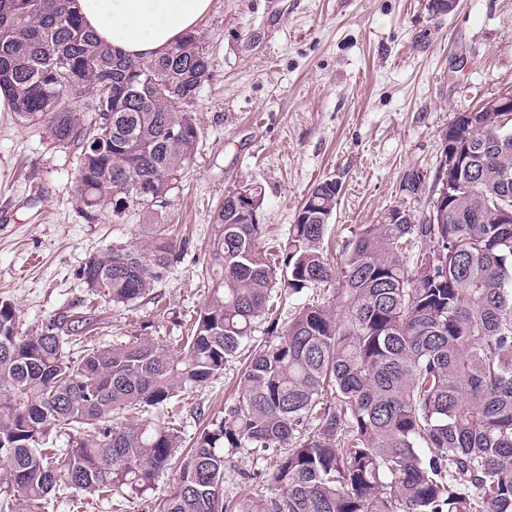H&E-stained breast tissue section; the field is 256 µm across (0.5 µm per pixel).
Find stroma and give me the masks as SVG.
Here are the masks:
<instances>
[{
    "label": "stroma",
    "instance_id": "obj_1",
    "mask_svg": "<svg viewBox=\"0 0 512 512\" xmlns=\"http://www.w3.org/2000/svg\"><path fill=\"white\" fill-rule=\"evenodd\" d=\"M212 69L193 107L201 128L194 164L162 210L178 259L153 293L115 307L78 277L86 259L111 245L148 253L149 216L109 207L95 219L78 209L79 154L52 142L45 122L0 114V296L15 305L19 329L51 319L90 318L89 344L134 336L179 350L208 296L211 226L225 192L261 184L267 245L284 242L301 200L341 176L327 226L330 260L362 224L401 206L423 214L444 137L458 112L512 88V0H216L197 29ZM423 184L403 190L406 173ZM244 355L208 384L177 394L141 423L174 428L183 446L242 398ZM224 497L269 499L268 461L248 448L227 451ZM259 477L243 483L245 472ZM173 481L164 473L140 496L79 498V512H152Z\"/></svg>",
    "mask_w": 512,
    "mask_h": 512
}]
</instances>
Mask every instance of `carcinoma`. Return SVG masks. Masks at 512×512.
<instances>
[{"instance_id": "1", "label": "carcinoma", "mask_w": 512, "mask_h": 512, "mask_svg": "<svg viewBox=\"0 0 512 512\" xmlns=\"http://www.w3.org/2000/svg\"><path fill=\"white\" fill-rule=\"evenodd\" d=\"M74 0H0V87L23 121L45 120L55 143L80 149L75 188L90 214L157 212L194 161V103L211 61L190 33L163 57L129 60L101 45ZM96 92L94 117L65 106ZM448 151L470 172L435 184L448 215L430 206L413 224L383 215L364 224L332 264L324 220L339 199L324 179L301 202L277 269L262 245V187L224 194L209 244L211 293L178 352L134 336L84 348L87 320L21 334L0 300V512L23 497L46 512L62 493L144 495L171 468L181 437L160 425L118 428L112 416L157 409L180 389L224 371L269 311L277 285L300 293L335 286L336 306L307 304L243 373V399L196 437L157 512H512V112H459ZM247 194L254 211L238 209ZM146 257L112 247L80 267L88 291L129 305L153 291L177 259L166 225ZM429 251L409 264V240ZM71 436L63 459L51 432ZM274 460L266 504L224 500L225 449Z\"/></svg>"}]
</instances>
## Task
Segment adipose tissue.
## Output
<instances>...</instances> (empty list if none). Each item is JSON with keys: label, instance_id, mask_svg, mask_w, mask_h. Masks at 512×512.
Returning a JSON list of instances; mask_svg holds the SVG:
<instances>
[{"label": "adipose tissue", "instance_id": "obj_1", "mask_svg": "<svg viewBox=\"0 0 512 512\" xmlns=\"http://www.w3.org/2000/svg\"><path fill=\"white\" fill-rule=\"evenodd\" d=\"M213 0H75L74 8L98 41L130 59L164 56L208 16Z\"/></svg>", "mask_w": 512, "mask_h": 512}]
</instances>
